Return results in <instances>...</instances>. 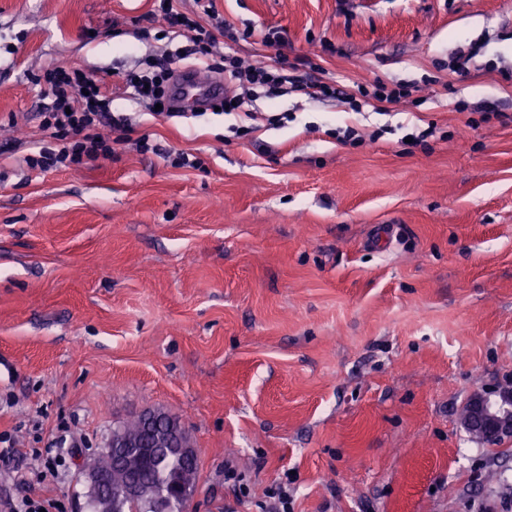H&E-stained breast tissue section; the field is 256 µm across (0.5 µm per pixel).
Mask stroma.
Returning <instances> with one entry per match:
<instances>
[{
	"label": "stroma",
	"instance_id": "stroma-1",
	"mask_svg": "<svg viewBox=\"0 0 512 512\" xmlns=\"http://www.w3.org/2000/svg\"><path fill=\"white\" fill-rule=\"evenodd\" d=\"M215 7L236 33L218 46L245 60L417 89L358 112L262 98L251 111L290 121L239 138L240 114L169 121L120 88L112 158L37 172L48 64L119 77L187 40L142 39L153 0H0V436L73 444L35 488L67 512H88L82 459L147 410L191 435L196 512H261L278 483L292 512H512V437L461 424L472 392L512 378V0ZM430 125L427 148L403 144ZM347 126L361 143L336 139ZM377 224L395 228L382 249Z\"/></svg>",
	"mask_w": 512,
	"mask_h": 512
}]
</instances>
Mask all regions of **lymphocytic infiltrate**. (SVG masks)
<instances>
[{
  "label": "lymphocytic infiltrate",
  "mask_w": 512,
  "mask_h": 512,
  "mask_svg": "<svg viewBox=\"0 0 512 512\" xmlns=\"http://www.w3.org/2000/svg\"><path fill=\"white\" fill-rule=\"evenodd\" d=\"M196 15L182 12L176 0H156L154 14L160 19L159 38L177 34L185 36L187 46L167 54L163 62L132 70L122 77V83L132 88L147 107L158 110L159 117L173 119L169 107V89L175 71L185 59L195 57L198 64L221 73L230 85L224 93V104L243 106L256 101L259 95L283 96L301 93L316 102L340 94L335 86L300 72L298 66L279 60L269 65L245 62L232 53H218L214 29L223 28L214 0H195ZM213 28H206L205 20ZM44 86L45 102L39 114L40 136L35 150L28 155L31 169L46 171L52 168L80 169L92 167L110 159L115 151L113 141L103 137L102 127L116 130L126 127L123 116L111 111L112 88L102 78L86 72L80 65L57 62L39 78ZM29 456L41 460L42 469L36 479L26 471L13 472L16 495L0 499V512H64V504L56 498H43L30 493L32 481L58 482L66 458L48 448H32Z\"/></svg>",
  "instance_id": "f902f5d3"
}]
</instances>
